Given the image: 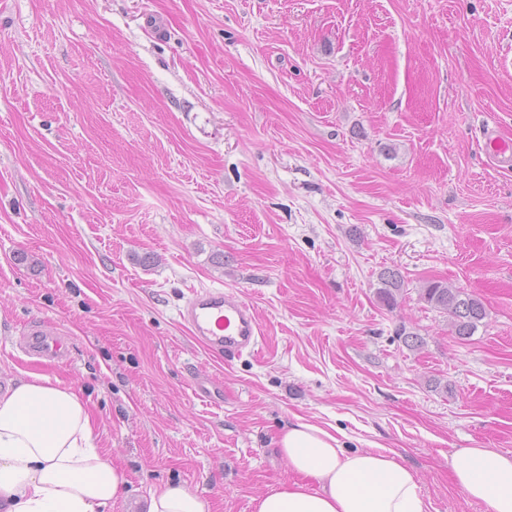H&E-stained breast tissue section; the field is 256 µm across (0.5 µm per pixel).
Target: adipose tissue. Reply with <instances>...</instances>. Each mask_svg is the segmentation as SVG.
<instances>
[{
  "label": "adipose tissue",
  "mask_w": 512,
  "mask_h": 512,
  "mask_svg": "<svg viewBox=\"0 0 512 512\" xmlns=\"http://www.w3.org/2000/svg\"><path fill=\"white\" fill-rule=\"evenodd\" d=\"M82 393L34 372L0 395V512H103L126 479L93 444ZM276 446L294 481L256 500V512H429L415 473L393 453L346 450L330 431L296 419ZM454 482L488 512H512V457L463 448ZM147 512H207L185 485L152 491Z\"/></svg>",
  "instance_id": "adipose-tissue-1"
}]
</instances>
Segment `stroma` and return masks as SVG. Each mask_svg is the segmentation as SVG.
Returning <instances> with one entry per match:
<instances>
[{
    "mask_svg": "<svg viewBox=\"0 0 512 512\" xmlns=\"http://www.w3.org/2000/svg\"><path fill=\"white\" fill-rule=\"evenodd\" d=\"M490 131L512 142V0H0V394L24 372L81 390L128 480L108 512L171 480L254 512L294 478L274 441L297 416L395 452L429 512H487L451 459L512 456V167ZM433 280L483 302L468 341ZM211 288L262 330L229 364L179 317ZM36 319L66 360L19 349ZM379 280L381 284L377 291L379 301L386 307L394 306L404 290V276L398 269L386 268L379 274Z\"/></svg>",
    "mask_w": 512,
    "mask_h": 512,
    "instance_id": "1",
    "label": "stroma"
}]
</instances>
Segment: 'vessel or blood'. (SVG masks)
<instances>
[{"mask_svg":"<svg viewBox=\"0 0 512 512\" xmlns=\"http://www.w3.org/2000/svg\"><path fill=\"white\" fill-rule=\"evenodd\" d=\"M180 318L208 352L228 361L254 351L261 336L254 309L221 289L194 293L183 306ZM24 349L37 358L61 359L69 352L57 329L38 323L28 329Z\"/></svg>","mask_w":512,"mask_h":512,"instance_id":"b4317fda","label":"vessel or blood"}]
</instances>
